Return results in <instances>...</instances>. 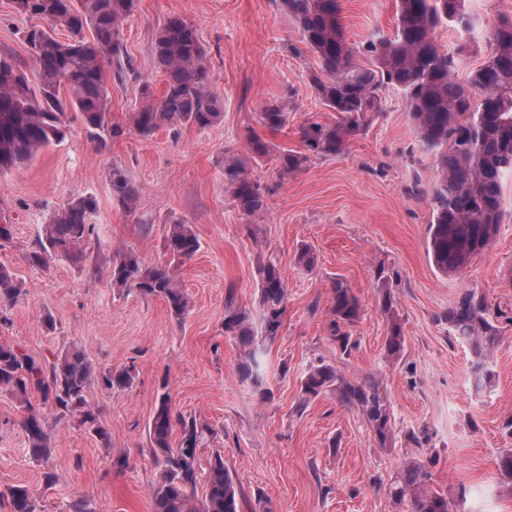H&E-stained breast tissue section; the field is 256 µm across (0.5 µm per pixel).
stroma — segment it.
<instances>
[{
	"instance_id": "35a3bbf8",
	"label": "stroma",
	"mask_w": 512,
	"mask_h": 512,
	"mask_svg": "<svg viewBox=\"0 0 512 512\" xmlns=\"http://www.w3.org/2000/svg\"><path fill=\"white\" fill-rule=\"evenodd\" d=\"M340 3L354 59L369 65L366 46L392 33L395 0ZM466 7L476 22L472 34L452 26L437 31L441 49L462 52V77L490 57L491 26L512 18V0H466ZM174 15L197 29L224 117L205 129L164 127L143 137L128 127V114L143 83L154 94L163 91L164 77L149 55L156 30ZM34 24L12 0H0V56L30 75L35 63L24 35ZM122 43L132 69L124 81L109 74L105 83L112 121L123 134L101 146L75 122L31 162L0 171V217L12 226L0 264L26 290L0 311V340L46 361L75 344L97 369L132 368L134 383L123 391L91 390L109 432L105 442L45 406L54 448L46 464L26 444L17 400L0 392V491L29 486L37 512H71L79 496L93 512H152L159 473L147 424L166 392L175 411L210 426L196 468L206 473L211 457L222 455L240 487L241 512H407L388 486L415 462L425 464L431 486L453 500L454 512H512V482L497 467L500 455L512 452V176L504 187L509 216L492 245L469 266L443 275L426 244L433 159L422 151L398 91L382 89V112L343 153H313L301 169L281 172L275 152L304 151L301 127L332 124L338 115L317 97L311 78L319 61L275 0H139L123 24ZM272 100L288 105V123L278 131L260 122ZM253 132L274 154L251 166L266 208L246 217L224 183V156L248 157ZM116 167L138 188L134 211L112 197L109 175ZM79 195L96 204L84 259L31 265L44 225ZM176 220L200 241L194 257L178 267L190 299L179 320L164 300L112 288L102 273L120 249L134 250L148 265L168 261L164 238ZM305 247L316 258L310 269L298 262ZM267 260L278 267L288 300L280 330L266 345L269 394L263 398L240 376L246 350L225 333L224 314L232 306L260 323L257 267ZM381 265L394 274L405 339L395 359L384 347L388 323L374 277ZM336 277L361 304V317L349 328L356 346L348 354L330 331ZM466 289L486 297L501 326L486 360L492 380L481 392L473 386L469 346L451 340L440 319ZM321 364L385 388L394 431L388 447L334 394L298 409L303 376ZM412 433L427 437V444L414 447Z\"/></svg>"
}]
</instances>
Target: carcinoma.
<instances>
[{"label": "carcinoma", "mask_w": 512, "mask_h": 512, "mask_svg": "<svg viewBox=\"0 0 512 512\" xmlns=\"http://www.w3.org/2000/svg\"><path fill=\"white\" fill-rule=\"evenodd\" d=\"M282 9L301 32L303 41L320 62L322 75L311 78L323 104L339 115L333 125L312 123L301 128L307 147L324 156L344 151L349 138L364 131L381 111L379 92L392 87L406 101L408 116L421 146L434 157L437 171L429 203L427 250L438 271L446 275L469 265L492 243L505 216L503 181L512 173V19H501L491 29L494 51L481 66L471 70L467 84L455 78L460 57L442 51L436 30L448 23L463 33L474 30L465 0H396L393 34L368 44L372 63L353 61L340 23V0H280ZM138 0H13L20 14L37 17L48 28H32L25 41L36 64L37 81L6 58H0V170L23 165L37 153L61 141L70 124L81 123L90 140L104 143L123 132L112 123L111 100L104 81L105 67L123 79L129 62L124 59L122 24L136 10ZM70 37L61 40L55 30ZM90 29L92 39L83 37ZM207 50L196 27L180 16L169 17L155 33L151 63L164 75L165 91L159 98L142 87L138 105L129 113V124L143 137L164 126L210 127L223 118L222 103L208 88ZM263 126L278 130L288 122L286 106L268 102L261 112ZM284 173L295 171L307 155L282 150L276 157ZM224 180L236 208L246 216L260 213L264 195L248 164L225 155ZM112 196L131 211L138 189L120 169H112ZM94 200L82 196L69 201L45 225L44 236L29 258L46 266L54 255L78 260L81 246L91 238L95 225L89 217ZM199 249L187 224L170 225L165 237L167 263H143L131 251L112 256L106 274L112 287L135 289L144 296L163 298L178 319L185 316L189 300L179 288L172 263H182ZM264 339L274 337L286 311V285L278 267L269 262L258 268ZM381 309L388 320L386 350L398 357L404 345L399 316L391 296L392 276L385 267L376 270ZM25 295L10 271L0 267V308L12 306ZM360 300L341 278L331 281V332L345 353L353 348L346 328L360 317ZM452 336L470 345L475 356L474 384L482 389L490 380L485 357L500 337V327L489 313L486 299L473 291L462 292L444 312ZM224 331L248 347L242 378L266 396L261 356L250 314L228 306ZM132 369L95 375L84 352L72 346L44 363L20 346L0 341V390L15 396L21 407L20 426L34 459L49 462L51 433L42 408L51 404L63 415H79V422L101 440L107 429L90 403L91 388L107 390L132 386ZM302 411L310 399L332 392L345 407L359 411L379 445L392 441L391 406L381 385L373 379L352 381L330 365L310 369L304 376ZM40 393L41 402L31 400ZM180 428L178 447L170 438ZM211 429L173 410L168 393L160 395L148 423L153 460L160 479L152 490L153 512H239L240 490L234 477L216 455L209 464L205 494L196 496L197 448ZM398 501H409L410 512H452L448 495L429 484L424 465H412L388 487ZM10 512H35V499L25 485L0 491V503Z\"/></svg>", "instance_id": "cac0c4a2"}]
</instances>
